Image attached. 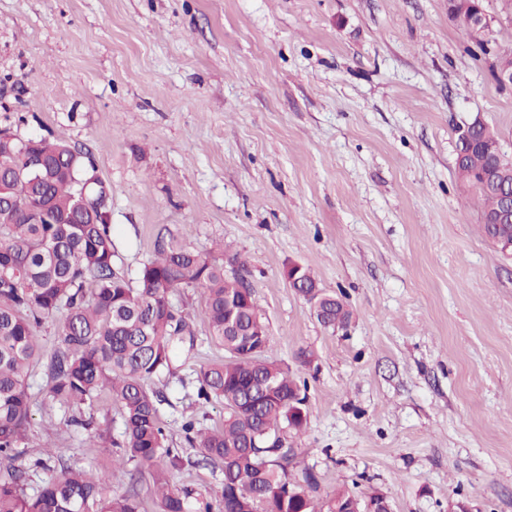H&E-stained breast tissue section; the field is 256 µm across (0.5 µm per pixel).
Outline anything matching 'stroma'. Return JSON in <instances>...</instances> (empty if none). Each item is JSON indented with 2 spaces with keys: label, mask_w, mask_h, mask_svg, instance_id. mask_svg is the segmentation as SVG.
<instances>
[{
  "label": "stroma",
  "mask_w": 512,
  "mask_h": 512,
  "mask_svg": "<svg viewBox=\"0 0 512 512\" xmlns=\"http://www.w3.org/2000/svg\"><path fill=\"white\" fill-rule=\"evenodd\" d=\"M493 38L448 0H0V129L90 156L109 191L114 262L135 276L161 227L202 255L228 245L272 338L307 384L290 477L316 503L337 489L392 512H512V257L484 236L456 176L457 130L481 119L512 156V87L492 74L512 49V0H484ZM299 263L351 317L325 329L290 287ZM194 349L164 390L170 443L186 447L195 368L208 344L200 290ZM33 447L98 462L112 492L123 418L95 402L110 451L89 447L30 370ZM0 458V467H6ZM214 464L175 474L218 503Z\"/></svg>",
  "instance_id": "1"
}]
</instances>
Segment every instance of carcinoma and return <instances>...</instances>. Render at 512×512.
Segmentation results:
<instances>
[{
	"label": "carcinoma",
	"instance_id": "obj_1",
	"mask_svg": "<svg viewBox=\"0 0 512 512\" xmlns=\"http://www.w3.org/2000/svg\"><path fill=\"white\" fill-rule=\"evenodd\" d=\"M457 177L474 190L481 213L500 200L476 187L477 170L497 161L487 147L463 146ZM36 152L49 162L40 176L27 169ZM92 166L86 153L45 137L0 140V457L13 458L30 445V396L26 378L38 356L36 332L58 318L49 362V399L68 424L89 430L93 405L102 392L119 404L124 419L123 462L130 487L112 494L110 476L93 466L73 467L59 451L37 457L29 469L0 474V512H141L139 475L148 471L157 512H213L208 502L190 503L191 493L172 486L185 465H222L219 512H302L304 488L290 481L291 448H268L265 431H298L305 421L289 400L305 387L267 356L268 329L257 323V306L239 307L241 336L224 335V294L232 282L224 264L203 257L168 229L158 231L152 257L135 280L114 264L107 189L87 191L81 183ZM495 245L512 241V224H482ZM201 289L210 340L227 353L219 363L196 370L195 404L224 403V423L205 429L198 415L184 416L188 443L199 449L193 461L167 442L160 419L166 397L144 381L173 373V364L196 345L195 317L172 308L181 289ZM350 311L331 296L324 328L346 327ZM49 474L38 492H26L28 471Z\"/></svg>",
	"mask_w": 512,
	"mask_h": 512
}]
</instances>
